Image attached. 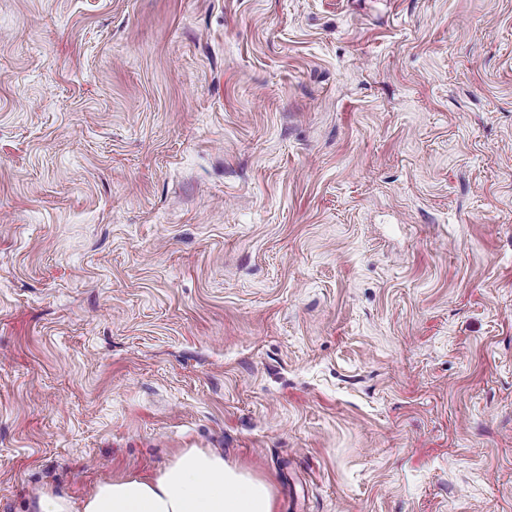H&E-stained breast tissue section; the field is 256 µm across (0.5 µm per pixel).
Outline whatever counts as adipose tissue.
<instances>
[{
  "mask_svg": "<svg viewBox=\"0 0 512 512\" xmlns=\"http://www.w3.org/2000/svg\"><path fill=\"white\" fill-rule=\"evenodd\" d=\"M28 512H274V499L267 481L218 453L186 448L158 477L105 481L79 503L44 491Z\"/></svg>",
  "mask_w": 512,
  "mask_h": 512,
  "instance_id": "1",
  "label": "adipose tissue"
}]
</instances>
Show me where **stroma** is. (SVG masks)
Returning a JSON list of instances; mask_svg holds the SVG:
<instances>
[{"label":"stroma","instance_id":"1","mask_svg":"<svg viewBox=\"0 0 512 512\" xmlns=\"http://www.w3.org/2000/svg\"><path fill=\"white\" fill-rule=\"evenodd\" d=\"M184 448L512 512V0H0V512Z\"/></svg>","mask_w":512,"mask_h":512}]
</instances>
